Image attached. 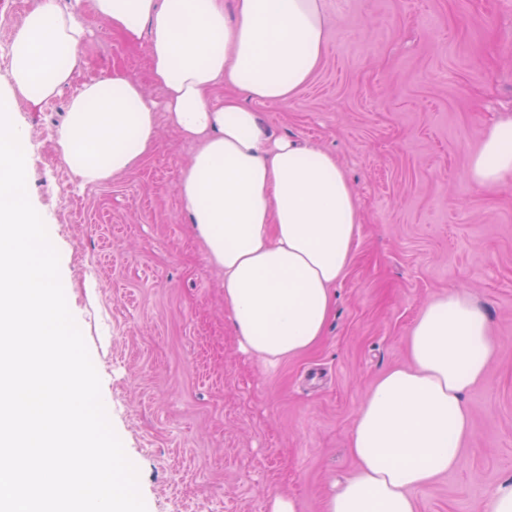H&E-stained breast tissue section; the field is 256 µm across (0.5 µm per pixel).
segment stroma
Masks as SVG:
<instances>
[{"label": "stroma", "instance_id": "35a3bbf8", "mask_svg": "<svg viewBox=\"0 0 512 512\" xmlns=\"http://www.w3.org/2000/svg\"><path fill=\"white\" fill-rule=\"evenodd\" d=\"M322 4L320 68L257 110L271 136L335 154L362 226L320 342L273 365L241 351L224 273L188 224L180 178L194 144L160 119L156 153L81 187L57 144L69 92L17 103L66 332L96 380L103 442L135 471V512H267L272 493L322 512L355 469L348 435L373 381L407 364L418 314L453 287L485 307L498 351L466 396L462 468L414 497L419 512H481L512 477V184L488 191L469 174L488 127L512 115V0ZM82 20L83 78L117 66L148 81L145 48Z\"/></svg>", "mask_w": 512, "mask_h": 512}]
</instances>
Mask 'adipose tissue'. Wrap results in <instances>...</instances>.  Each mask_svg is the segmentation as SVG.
Wrapping results in <instances>:
<instances>
[{
	"label": "adipose tissue",
	"instance_id": "adipose-tissue-1",
	"mask_svg": "<svg viewBox=\"0 0 512 512\" xmlns=\"http://www.w3.org/2000/svg\"><path fill=\"white\" fill-rule=\"evenodd\" d=\"M129 47H145L163 92L115 67L84 83L88 30L55 0H38L0 73V512H131L135 475L102 444L92 379L56 302L65 281L27 191L28 136L17 99L70 91L58 133L83 185L137 168L159 145V119L195 144L180 193L194 235L224 272V309L246 352L266 363L302 354L324 334L360 231L353 189L335 156L271 139L254 103L308 84L325 45L320 0H88ZM471 179H512V117L495 123ZM411 363L382 373L362 403L347 451L356 463L324 512H418L414 491L463 463L465 395L497 346L485 308L452 288L428 301L408 341Z\"/></svg>",
	"mask_w": 512,
	"mask_h": 512
}]
</instances>
